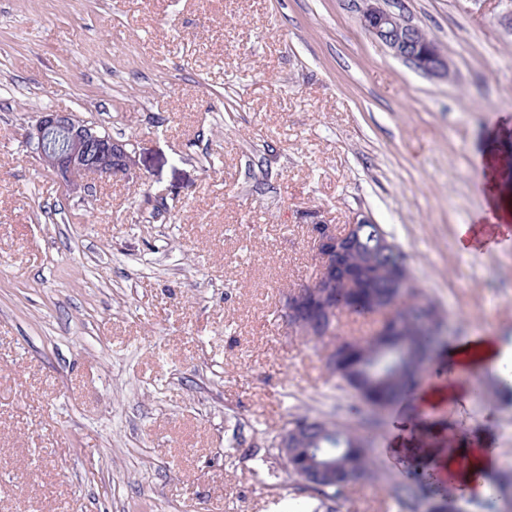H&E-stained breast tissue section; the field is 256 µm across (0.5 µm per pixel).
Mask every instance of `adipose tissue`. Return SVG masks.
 I'll list each match as a JSON object with an SVG mask.
<instances>
[{"mask_svg":"<svg viewBox=\"0 0 512 512\" xmlns=\"http://www.w3.org/2000/svg\"><path fill=\"white\" fill-rule=\"evenodd\" d=\"M490 179L486 186L485 206L470 224L458 227L460 247L470 255L483 252L488 244V234L512 232V196L508 195L504 180L508 175L505 162L496 153H486L482 159ZM448 362L447 387L433 386L417 388L412 397L405 400L410 421H417L428 408L438 403L457 405L469 394L465 378L469 371L489 367L507 382H512V349L501 345L492 335L473 336L449 346L443 353ZM498 466L494 449L486 443L468 447L466 458H453L448 462V477L462 485L472 497L485 496L490 477Z\"/></svg>","mask_w":512,"mask_h":512,"instance_id":"obj_1","label":"adipose tissue"}]
</instances>
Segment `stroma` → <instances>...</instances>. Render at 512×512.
I'll return each instance as SVG.
<instances>
[{
    "label": "stroma",
    "instance_id": "stroma-1",
    "mask_svg": "<svg viewBox=\"0 0 512 512\" xmlns=\"http://www.w3.org/2000/svg\"><path fill=\"white\" fill-rule=\"evenodd\" d=\"M361 0H0V512H408L389 444L335 499L286 473L302 416L369 409L293 335L281 293L316 274L307 209L364 210L407 255L448 342L512 347V237L462 254L476 159L512 125L507 0H382L433 37L428 77L364 31ZM72 112L130 141L124 181L65 193L25 133ZM440 412L512 465V389L493 370Z\"/></svg>",
    "mask_w": 512,
    "mask_h": 512
}]
</instances>
